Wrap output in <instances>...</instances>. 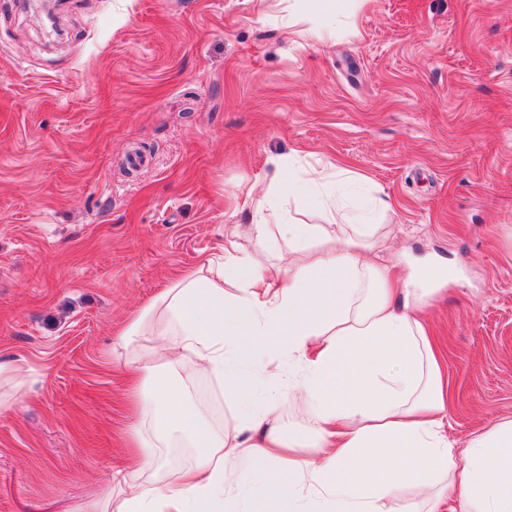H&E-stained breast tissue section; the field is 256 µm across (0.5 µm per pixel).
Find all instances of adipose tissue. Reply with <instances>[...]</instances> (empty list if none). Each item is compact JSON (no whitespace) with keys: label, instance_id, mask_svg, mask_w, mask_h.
<instances>
[{"label":"adipose tissue","instance_id":"obj_1","mask_svg":"<svg viewBox=\"0 0 512 512\" xmlns=\"http://www.w3.org/2000/svg\"><path fill=\"white\" fill-rule=\"evenodd\" d=\"M342 176L278 162L267 194L246 189L248 221L225 236L223 263L201 262L124 324L119 346L139 347L127 361L138 423L115 476L128 488L118 512H388L405 489L409 512H512V421L467 448L449 442L428 275L400 274L389 225L372 221L389 201L346 224L273 223L280 195L333 208L327 186ZM189 355L238 407L234 432L210 428L185 385L158 377ZM285 361L295 383L259 397ZM289 403L307 411V437L283 432ZM163 447L195 452L172 484L159 475Z\"/></svg>","mask_w":512,"mask_h":512}]
</instances>
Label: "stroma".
<instances>
[{
  "instance_id": "1",
  "label": "stroma",
  "mask_w": 512,
  "mask_h": 512,
  "mask_svg": "<svg viewBox=\"0 0 512 512\" xmlns=\"http://www.w3.org/2000/svg\"><path fill=\"white\" fill-rule=\"evenodd\" d=\"M315 43L286 0H0V512H117L135 418L116 330L224 253L272 161L384 190L430 299L448 438L512 420V0H349ZM145 160L130 169L127 157ZM213 425L236 412L194 372Z\"/></svg>"
}]
</instances>
